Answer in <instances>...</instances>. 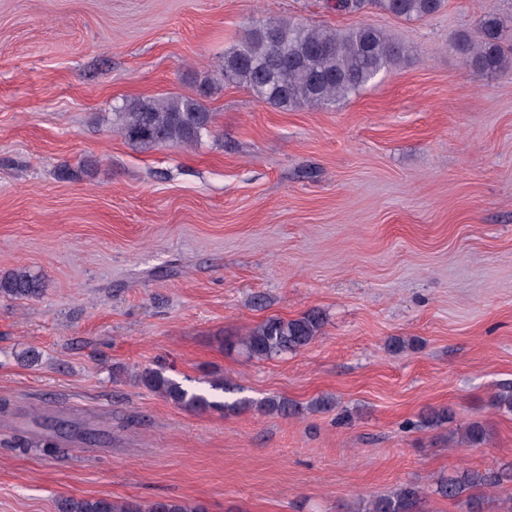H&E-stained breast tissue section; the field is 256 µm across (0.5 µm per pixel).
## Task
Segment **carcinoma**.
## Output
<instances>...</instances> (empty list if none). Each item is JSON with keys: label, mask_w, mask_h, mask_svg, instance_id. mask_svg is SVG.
I'll use <instances>...</instances> for the list:
<instances>
[{"label": "carcinoma", "mask_w": 512, "mask_h": 512, "mask_svg": "<svg viewBox=\"0 0 512 512\" xmlns=\"http://www.w3.org/2000/svg\"><path fill=\"white\" fill-rule=\"evenodd\" d=\"M392 15L405 19L434 14L441 0H379ZM504 22L490 15L479 38L462 40L464 64L491 75L512 74V55L502 45ZM408 57V48L368 24L348 30L320 28L303 21L256 19L243 36L224 52L220 74L244 86L256 101L277 108L311 106L328 108L357 94L378 76L397 68ZM115 127L126 140L143 147H174L196 144L212 130L213 113L197 98L169 95L124 101L114 108ZM43 288L39 275L15 270L0 276V295L35 298ZM323 315L311 309L295 319L271 317L241 340L245 353L257 359L295 352L310 345L322 330ZM137 382L173 405L189 411L223 409L237 413L253 406L286 415L295 410L285 398H268L258 404L246 398L226 399L240 391L222 379L209 382L210 391H191L166 375L162 368H146ZM453 419L449 408L432 409L423 417L429 427ZM458 448L470 449L487 439L486 426L478 421L459 428ZM506 474L469 471L437 483V493L448 499L465 498L468 509L478 512L480 502L467 494L477 486L497 487ZM425 495L415 482L372 497L366 512H424ZM63 512H203L198 504L160 499L142 504L110 498L70 499Z\"/></svg>", "instance_id": "cac0c4a2"}]
</instances>
